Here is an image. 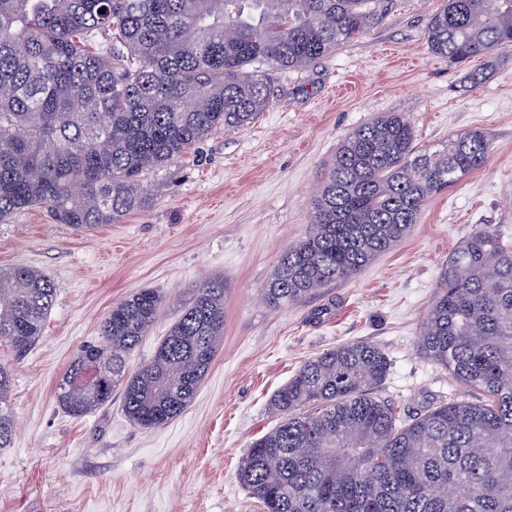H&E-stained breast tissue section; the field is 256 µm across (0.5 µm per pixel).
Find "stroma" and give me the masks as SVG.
Here are the masks:
<instances>
[{"label": "stroma", "instance_id": "1", "mask_svg": "<svg viewBox=\"0 0 512 512\" xmlns=\"http://www.w3.org/2000/svg\"><path fill=\"white\" fill-rule=\"evenodd\" d=\"M443 0H393L376 27L308 67L276 73L270 105L243 130L217 129L145 170L138 211L81 232L47 207L0 222V267L25 265L58 293L40 339L14 363L11 447L0 449V512H263L238 479L249 444L278 424L270 401L307 360L364 341L389 357L372 390L400 414L478 401L417 348L439 273L459 243L489 227L512 236V51L462 67L424 32ZM481 71L479 83L469 72ZM384 112L403 113L415 144L482 131L487 163L430 200L392 250L353 278L273 309L261 298L279 257L308 231L311 199L342 140ZM220 276L224 343L190 406L143 430L120 393L82 418L55 387L83 345L101 343L114 303L142 288L164 299L128 358L149 361L196 288Z\"/></svg>", "mask_w": 512, "mask_h": 512}]
</instances>
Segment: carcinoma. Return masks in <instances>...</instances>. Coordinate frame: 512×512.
Listing matches in <instances>:
<instances>
[{
    "label": "carcinoma",
    "mask_w": 512,
    "mask_h": 512,
    "mask_svg": "<svg viewBox=\"0 0 512 512\" xmlns=\"http://www.w3.org/2000/svg\"><path fill=\"white\" fill-rule=\"evenodd\" d=\"M390 0H0V221L47 206L91 231L144 203L140 176L269 105L273 72L300 69L378 24ZM429 49L451 64L512 47V0H445ZM112 38L108 54L89 50ZM401 112L356 128L311 200L306 236L281 255L263 300L278 309L355 276L393 249L436 195L491 152L474 130L418 149ZM224 278L196 295L152 359L126 360L162 298L115 303L56 387L84 417L119 388L143 429L181 416L224 338ZM56 284L0 269V345L18 361L39 339ZM418 350L482 400L452 399L402 419L370 396L390 369L355 342L306 361L273 397L279 425L256 439L238 477L264 512H512V239L483 228L439 276ZM12 364L0 360V448L11 447Z\"/></svg>",
    "instance_id": "carcinoma-1"
}]
</instances>
